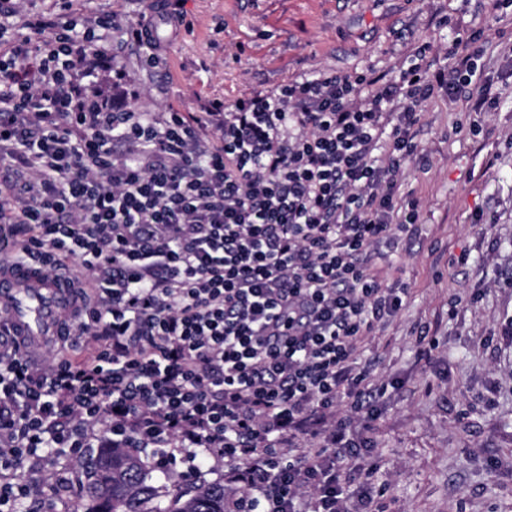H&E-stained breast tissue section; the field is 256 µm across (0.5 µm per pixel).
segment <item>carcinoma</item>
I'll return each instance as SVG.
<instances>
[{"mask_svg":"<svg viewBox=\"0 0 512 512\" xmlns=\"http://www.w3.org/2000/svg\"><path fill=\"white\" fill-rule=\"evenodd\" d=\"M83 512H233L221 483L171 493L139 448H97L81 462Z\"/></svg>","mask_w":512,"mask_h":512,"instance_id":"1","label":"carcinoma"}]
</instances>
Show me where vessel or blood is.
<instances>
[{
    "instance_id": "vessel-or-blood-1",
    "label": "vessel or blood",
    "mask_w": 512,
    "mask_h": 512,
    "mask_svg": "<svg viewBox=\"0 0 512 512\" xmlns=\"http://www.w3.org/2000/svg\"><path fill=\"white\" fill-rule=\"evenodd\" d=\"M71 281L68 273L45 277L37 262L0 257V306L11 314L8 333L38 338L57 335Z\"/></svg>"
}]
</instances>
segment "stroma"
<instances>
[{"label":"stroma","instance_id":"obj_1","mask_svg":"<svg viewBox=\"0 0 512 512\" xmlns=\"http://www.w3.org/2000/svg\"><path fill=\"white\" fill-rule=\"evenodd\" d=\"M176 8L186 24L158 26V67L142 66L134 48L117 58L127 74L113 93L121 109L229 106L317 70L392 75L408 42L443 50L484 18L477 0H178ZM478 64L502 94L498 110L481 115L480 134L454 135L463 105L435 93L418 136L427 165L404 186L419 203V232L384 251L388 279L411 293L360 350L388 385L374 417L356 425L367 447L351 464L354 484L385 491L365 512H512V26ZM423 323L427 342L415 332ZM17 476L46 491L55 477L83 478L63 457Z\"/></svg>","mask_w":512,"mask_h":512}]
</instances>
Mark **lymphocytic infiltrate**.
<instances>
[{"label":"lymphocytic infiltrate","mask_w":512,"mask_h":512,"mask_svg":"<svg viewBox=\"0 0 512 512\" xmlns=\"http://www.w3.org/2000/svg\"><path fill=\"white\" fill-rule=\"evenodd\" d=\"M24 3L0 0V251L89 274L50 360L0 332V512L33 494L14 471L80 458L95 423L163 471L223 460L238 512H352L351 416L381 391L359 348L409 297L379 266L417 231L405 165L436 91L498 109L477 60L512 0L390 79L320 71L155 118L112 109L111 12Z\"/></svg>","instance_id":"lymphocytic-infiltrate-1"}]
</instances>
